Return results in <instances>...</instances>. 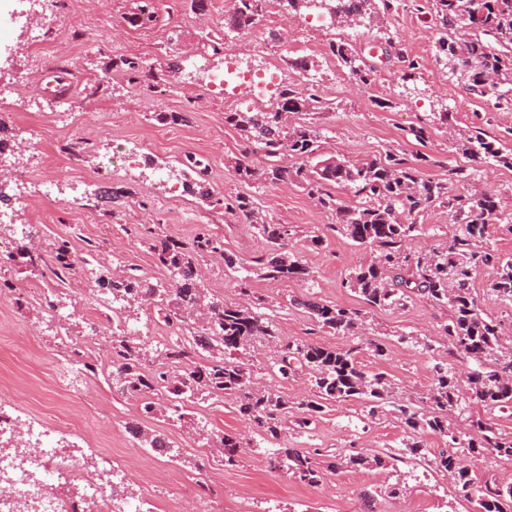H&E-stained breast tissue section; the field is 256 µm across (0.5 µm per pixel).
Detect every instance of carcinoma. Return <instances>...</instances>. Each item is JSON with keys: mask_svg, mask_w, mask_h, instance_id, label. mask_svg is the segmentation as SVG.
<instances>
[{"mask_svg": "<svg viewBox=\"0 0 512 512\" xmlns=\"http://www.w3.org/2000/svg\"><path fill=\"white\" fill-rule=\"evenodd\" d=\"M266 0H231L224 25L249 35L260 21ZM340 23L349 17L376 19L373 0H329ZM435 16L446 30L463 29L456 38L442 36L437 52L446 57L469 91L489 97L496 111L512 110V0H432ZM328 54L358 77L372 84L375 67L366 62L346 41H331ZM114 68L130 83H161L167 74L146 69L143 62L125 56ZM329 109L310 87H299L291 77L281 85L276 107L268 112H227L225 122L235 127L248 148L234 161L233 169L243 182L291 183L303 187L318 205L335 215L336 223L326 229L359 245H370L375 253L370 262L352 269L348 288L359 305L344 307L322 304L312 297L290 300L308 310L319 330L330 335L361 336L369 310L401 308L415 297L431 306L448 310L439 336L448 342L460 361L470 365L467 382L459 383V369L443 360L432 366V383L419 403L396 399V383L380 370H368L361 361L365 351L383 358L387 343L374 339L344 348L318 343L287 341L282 337L270 303L246 288L260 279L269 282L313 281L297 253L288 248L291 230L286 224H270L257 203L237 195L228 203L243 224L255 230L273 246V252L246 265L224 250L223 239L207 232L190 241H180L149 231L147 244L156 265L169 273L167 283H153L130 268L123 274L101 275L97 284L104 302L121 314L153 306L164 312L169 336L154 348H147L136 334L121 328L116 319L112 332L109 377L122 396L139 400L143 413L171 414L178 420L189 416L188 408L207 401L230 399L238 416L261 440L276 443L293 425L305 432L329 405L358 401L366 419L383 412L394 416L405 428V448L414 458L427 460L438 472L454 473L456 496L472 503L475 512H506L512 507V485L490 477L484 481L461 465L459 456L492 455L512 461V435L501 432L479 413L477 404L492 412L512 417V325L486 314L482 298H491L512 310V258L503 255L492 242L502 224L512 223V213L497 198L477 190L464 199L454 193L459 182L471 180L465 166L448 168V177L422 176V168L437 163L417 152L388 150L381 156L346 160L322 152L326 129L302 113ZM500 138L489 137L483 125L471 123L452 137L454 153L475 164L512 169V148ZM262 153L263 164L253 165L252 148ZM197 175L186 190L210 198L208 167L187 157ZM339 185L349 188L358 201L343 204L332 192ZM448 212L446 224H421L418 218L433 207ZM446 240L441 248L413 249L410 242L420 236ZM0 239L11 244L7 259L19 267L48 270L60 283L73 276L83 260L71 255L70 242L58 238L40 251L31 236L13 237L8 225H0ZM224 256V266L243 286L248 296L243 303L227 304L208 300L198 288L197 259L205 254ZM486 268L494 277L483 293L474 288L477 274ZM262 340L279 348L270 369L286 380L299 372L310 375L311 393L299 401L254 388L252 364L254 343ZM130 433L145 447L171 452L170 442L160 433H146L138 424ZM433 433L444 448L426 459L422 435ZM215 447L222 449L224 462H236L241 449L250 447L239 434H211ZM270 467L309 486L319 484L328 472L351 466L383 467L391 456L385 453L344 456L310 453L301 448L272 449Z\"/></svg>", "mask_w": 512, "mask_h": 512, "instance_id": "obj_1", "label": "carcinoma"}]
</instances>
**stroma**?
<instances>
[{"mask_svg":"<svg viewBox=\"0 0 512 512\" xmlns=\"http://www.w3.org/2000/svg\"><path fill=\"white\" fill-rule=\"evenodd\" d=\"M61 5L68 12L64 27L49 28L45 45L24 56L11 53L19 25L0 23V125L24 147L31 130H41L48 157L47 165L33 172L26 184L11 178L0 181V192L11 199L7 211L18 231L33 234L42 244L68 238L74 254L87 259L92 271L58 290L0 265V281L10 283L0 291V343L16 351L13 366L0 377V401L22 420L66 431L70 447L110 453L119 464L114 479L133 485L138 512H163L172 499L179 512H204L209 506L215 512H359L367 492L374 493L380 512H471L470 504L455 496L451 479L406 455L405 433L397 420H366L356 401L329 406L311 433L288 431L285 442L292 448L336 454L389 451L400 456V463L387 469H342L308 486L270 469L268 444H255L228 466L218 450L186 424L168 417L144 418L138 403L119 394L107 374L84 380L76 395L57 389L51 374L52 362L69 358L76 348L90 358L108 359L112 313L100 300L96 273L135 267L151 280H164V271L133 228L160 224L165 235L184 240L206 230L246 261L270 252L271 244L225 212L222 198L237 194L253 195L266 221L292 227V245L315 281L311 289L297 281H254L257 293L279 304L283 335L291 340L314 338L329 347L346 345L344 336H311L312 320L289 301L311 294L319 301L355 305L357 299L344 281L352 268L371 259L372 248L334 236L321 246L311 245L306 233L323 229L334 218L317 207L306 190L238 180L230 161L246 144L225 123L224 114L231 109L252 111L261 101L249 84L239 83L233 90L234 105H225L223 97L210 91L209 77L229 67L260 73L273 64L285 66L292 57L315 59L310 78L331 105L320 118L328 135L325 149L349 160L392 147L415 152V145L402 138L401 128L439 112L451 113L453 124L461 127L486 120L492 136L512 127V112L492 111L489 101L472 94L438 58L441 30L433 13L400 5L351 30L335 24L327 10L311 9L289 18L276 45L257 32L243 36L225 29V0H205L201 9L195 0H61ZM216 36L225 43L217 54L207 45ZM333 40L352 41L366 57L373 46L390 40L409 56L419 57L422 67L407 78L403 64L390 59L378 66L377 80L364 94L351 74L326 56L325 47ZM119 55L139 58L153 69L165 70L174 63L180 69L167 85H132L112 68ZM35 86L60 89V108L24 110L22 102ZM79 112L91 113V120H76ZM170 112L186 113L187 119L178 124L161 121V114ZM114 140L134 156L130 167L104 165L105 146ZM189 155L208 166L209 199L184 189L194 178L184 164ZM47 179L58 185L56 201L39 195ZM197 267L203 294L240 301L220 255L200 257ZM55 294L67 306V316L48 310L44 298ZM447 317L446 310L418 298L400 309L371 310L373 328L431 338L434 349L423 352L393 341L386 360L366 352L364 364L390 374L404 395L418 396L432 382L434 359L448 353L437 337ZM135 421L145 432L164 434L173 454L141 447L126 428ZM186 479L206 483L211 489L208 498L183 495L181 483ZM397 481L403 492L395 497L384 494V487Z\"/></svg>","mask_w":512,"mask_h":512,"instance_id":"obj_1","label":"stroma"}]
</instances>
